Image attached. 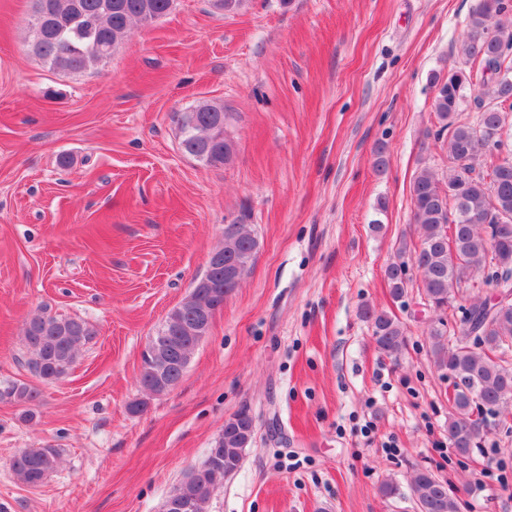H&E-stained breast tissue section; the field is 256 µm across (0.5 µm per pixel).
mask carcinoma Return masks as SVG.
<instances>
[{"mask_svg":"<svg viewBox=\"0 0 512 512\" xmlns=\"http://www.w3.org/2000/svg\"><path fill=\"white\" fill-rule=\"evenodd\" d=\"M175 0H33L27 20L30 51L50 69L77 74L99 66L127 36L133 26L148 25L167 15ZM512 12L509 0H481L472 13L460 53L466 69L456 67L432 76L433 111L452 167L441 181L423 168L411 186L413 222L419 241L401 249L390 262L385 277L393 300H402L413 283V271L421 273V296L435 313L428 332L430 355L436 369L448 376L450 395L448 440L457 454L465 456L480 447L486 432L498 429L512 433V160L487 162L479 149L478 134L490 137L495 147L502 137L507 113L512 109V29L500 17ZM510 72L496 80L486 77L502 64ZM476 85L489 87V102L478 100L480 115L471 124L460 118L467 91ZM227 114L220 103H203L179 116L182 151L195 158L204 155L205 165L227 163L234 152L233 140L224 135ZM243 214L224 225V266L211 269L207 278H197L188 296L174 308L148 345L165 348L169 366L156 378L142 370L140 386L152 395L168 392L181 380L182 352L194 351L196 341L177 330L191 316L203 320L210 314L197 309L212 287H225L234 272L238 287L258 252V239ZM505 288L507 299L489 308V298L469 305L458 303L466 288ZM378 349L398 356L406 346V328L400 319L370 306L362 308ZM26 365L38 366L37 377L50 384L71 368L81 346L97 334L82 319L36 315L23 326ZM25 407L22 419H34L41 392L25 383H13L0 391ZM255 422L242 409L224 421V437L209 448L207 460L192 470L174 491L186 501L187 512H208L209 503L224 480L241 465L244 451L253 443ZM59 451L26 448L14 457L12 471L20 483L36 487L54 471ZM415 512H459V503L448 485L432 470L416 471L411 479Z\"/></svg>","mask_w":512,"mask_h":512,"instance_id":"carcinoma-1","label":"carcinoma"}]
</instances>
